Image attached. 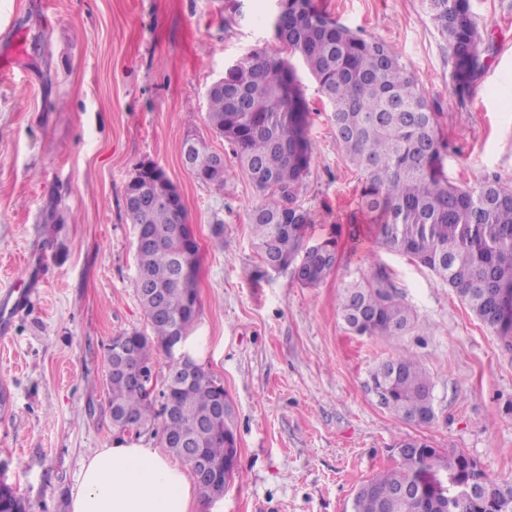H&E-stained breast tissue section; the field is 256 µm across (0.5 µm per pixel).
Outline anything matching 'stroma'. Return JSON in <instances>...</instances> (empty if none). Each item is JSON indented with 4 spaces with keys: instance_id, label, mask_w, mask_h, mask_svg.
<instances>
[{
    "instance_id": "35a3bbf8",
    "label": "stroma",
    "mask_w": 512,
    "mask_h": 512,
    "mask_svg": "<svg viewBox=\"0 0 512 512\" xmlns=\"http://www.w3.org/2000/svg\"><path fill=\"white\" fill-rule=\"evenodd\" d=\"M339 23L384 40L438 104L448 179L512 182V0H471L488 49L472 97L458 100L448 45L425 0H315ZM278 0H0V33L20 31L18 69L0 72V292L37 281L0 334V479L26 512H69L84 460L118 433L108 413L114 337L147 331L125 211L140 162L180 192L199 252L197 359L234 407L238 473L223 512H351L355 490L398 469L394 445L424 438L512 479V338L498 336L429 269L365 236L306 288L265 270L248 215L261 197L206 121L210 86L256 48L276 45ZM311 109L307 236L368 223L364 177L336 148L329 106L302 60ZM227 154L223 190L183 166L187 135ZM389 274L416 327L358 336L337 309L346 282ZM408 352L429 372L437 418L420 427L382 406L370 371Z\"/></svg>"
}]
</instances>
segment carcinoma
<instances>
[{"mask_svg":"<svg viewBox=\"0 0 512 512\" xmlns=\"http://www.w3.org/2000/svg\"><path fill=\"white\" fill-rule=\"evenodd\" d=\"M432 20L448 44L451 79L458 99L475 89L485 64L484 35L471 0H426ZM275 39L303 60L330 108L336 146L365 176L360 208L372 224H334L328 236L306 240L308 211L301 193L311 173L310 111L290 61L265 48L252 51L224 73V104L207 112L210 130L231 147L252 186L262 195L249 224L262 263L275 272L291 270L304 287L315 288L337 267L341 236L357 241L370 230L387 250L406 254L432 271L482 323L512 337V307L496 292L512 289V184L493 179L477 190L448 181L447 144L438 134V112L423 85L383 40L340 24L314 0H280L273 19ZM217 152L197 140L193 161L204 173ZM163 170L126 187L125 210L140 237L136 246V292L150 332L132 331L115 340L131 348L108 349L109 413L125 417L142 433L161 420V442L182 438L212 462L237 447L233 408L222 380L192 358V377H174L168 366L163 399L152 400L126 374L132 364H151L155 350L179 328L189 333L198 308L199 246L186 228V213L153 203L167 188ZM338 308L347 329L359 336L396 337L414 329L413 311L398 297L388 273L343 287ZM386 392L384 406L397 417L426 425L437 413L430 376L412 355L400 353L379 364L368 384ZM224 398L227 414L207 413ZM398 448H418L402 467L363 482L351 512H467L449 483L470 456L455 448L441 452L427 441L403 438ZM483 478L486 496L512 512V481ZM0 512H24L22 501L0 484Z\"/></svg>","mask_w":512,"mask_h":512,"instance_id":"obj_1","label":"carcinoma"}]
</instances>
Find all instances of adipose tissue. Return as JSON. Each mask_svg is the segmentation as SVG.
<instances>
[{
  "instance_id": "adipose-tissue-1",
  "label": "adipose tissue",
  "mask_w": 512,
  "mask_h": 512,
  "mask_svg": "<svg viewBox=\"0 0 512 512\" xmlns=\"http://www.w3.org/2000/svg\"><path fill=\"white\" fill-rule=\"evenodd\" d=\"M187 468L140 441L116 440L83 464L71 512H205Z\"/></svg>"
}]
</instances>
